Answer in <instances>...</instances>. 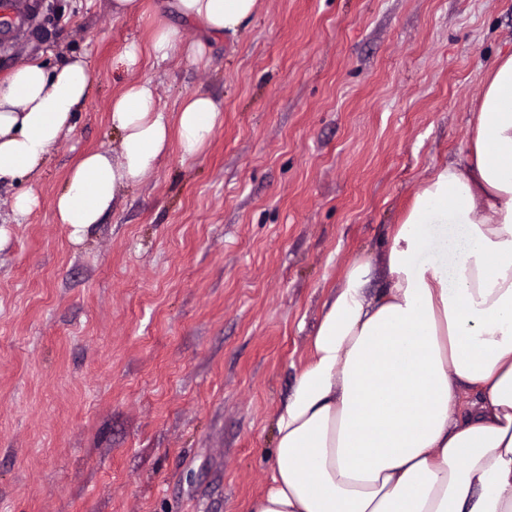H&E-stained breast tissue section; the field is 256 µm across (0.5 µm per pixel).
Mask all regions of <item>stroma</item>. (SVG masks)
Wrapping results in <instances>:
<instances>
[{"instance_id": "obj_1", "label": "stroma", "mask_w": 512, "mask_h": 512, "mask_svg": "<svg viewBox=\"0 0 512 512\" xmlns=\"http://www.w3.org/2000/svg\"><path fill=\"white\" fill-rule=\"evenodd\" d=\"M39 2L0 42V80L74 57L92 79L37 178L0 183V512H249L324 302L361 258L383 286L395 225L512 52V0H260L204 67L154 57L158 25L197 37L157 0L121 19L112 0ZM145 80L168 118L203 92L222 124L99 223H57L82 155L118 157L112 101Z\"/></svg>"}]
</instances>
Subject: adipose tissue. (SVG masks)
I'll return each instance as SVG.
<instances>
[{
  "label": "adipose tissue",
  "mask_w": 512,
  "mask_h": 512,
  "mask_svg": "<svg viewBox=\"0 0 512 512\" xmlns=\"http://www.w3.org/2000/svg\"><path fill=\"white\" fill-rule=\"evenodd\" d=\"M192 24L187 48L243 31L259 0H162ZM86 61L31 60L0 81V181H24L73 129ZM110 121L120 155L82 156L58 223H99L170 147L193 158L221 122L204 93L168 121L148 81L126 84ZM459 160L414 194L385 252L387 280L348 269L324 305L311 357L276 420L270 487L250 512H512V54L483 77Z\"/></svg>",
  "instance_id": "obj_1"
}]
</instances>
